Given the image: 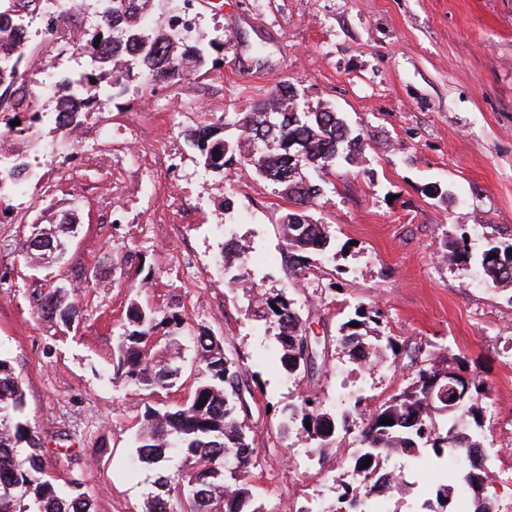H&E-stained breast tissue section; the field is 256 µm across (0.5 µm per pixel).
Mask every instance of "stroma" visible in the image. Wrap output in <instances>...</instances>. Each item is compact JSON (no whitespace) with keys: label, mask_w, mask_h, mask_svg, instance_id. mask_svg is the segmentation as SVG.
Returning a JSON list of instances; mask_svg holds the SVG:
<instances>
[{"label":"stroma","mask_w":512,"mask_h":512,"mask_svg":"<svg viewBox=\"0 0 512 512\" xmlns=\"http://www.w3.org/2000/svg\"><path fill=\"white\" fill-rule=\"evenodd\" d=\"M195 16L199 43H224L218 69L129 90L76 134L55 129L53 96H41L35 123L15 93L0 94L34 130L14 143L33 175L0 201V356L21 380L47 471L94 512H145L156 471L137 459L141 412L188 401L199 381L192 338L204 331L243 368L257 503L327 512L365 420L408 380L402 366L364 368L339 351L340 324L363 305L381 312L384 335L464 359L484 378L481 494L512 512V283L478 281L482 252L512 240V0H197ZM93 67L71 41L36 37L26 89ZM281 81L297 86L300 111L333 106L361 138L312 209L333 248L297 281L281 187L236 164L212 172L185 138L206 121L235 136L237 113ZM68 214L78 230L66 257L32 270L22 252L31 225ZM460 238L472 255L465 266L443 257ZM234 274L242 284H230ZM58 285L77 310L68 325L37 310ZM282 288L322 340L314 369L295 377L251 312L256 291ZM133 302L182 320L154 332L153 353L175 339L184 362L175 385L150 397L113 378ZM307 395L346 422L322 453L282 415ZM388 465L407 482L389 512H422L442 484L447 512H472L476 495L457 491V469L432 451Z\"/></svg>","instance_id":"stroma-1"}]
</instances>
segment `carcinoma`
<instances>
[{
	"label": "carcinoma",
	"instance_id": "obj_1",
	"mask_svg": "<svg viewBox=\"0 0 512 512\" xmlns=\"http://www.w3.org/2000/svg\"><path fill=\"white\" fill-rule=\"evenodd\" d=\"M100 20L91 32H85L78 49L88 54L96 69L79 76L62 73L57 85L63 90L52 118L57 128L72 132L82 117L96 111L109 100L127 92L134 83H175L192 69L209 64L211 51L223 45L211 40L208 45H190L173 35V23L157 31L144 26L139 14L145 0H100ZM15 11L0 9V87L6 90L27 83L22 63L27 48L15 39ZM95 89L80 105L70 103V85ZM291 84L280 82L269 96L235 121L238 135L224 137V124L213 122L203 133L187 135L190 146L199 152L204 165L224 173L228 164L249 167L254 173L282 187L294 210L286 214L281 233L290 253L289 274L298 279L308 268L310 255L323 251L330 242L327 226L314 220L311 207L322 195L323 187L304 175L307 169L320 173L333 170L350 160L359 136L351 133L340 113L331 107L316 112L296 109ZM218 155H213V152ZM31 167L20 156L0 158V200L21 190V181ZM71 220L38 229L47 239H63L74 232ZM499 251L502 259L491 258ZM479 264L484 284L512 281V242L485 250ZM42 314L72 320L76 308L58 290L40 298ZM256 313L277 329L275 349L284 373L296 376L305 370L304 349L307 339L296 302L288 289L258 295ZM381 313L360 306L339 329L337 342L349 356L365 367L384 359L407 360V366L421 363L408 384L393 393L370 414L361 431L364 451L354 459L350 480L344 482L343 507L338 512H367L362 500L390 494L400 477L380 475L384 458L393 449L416 456L429 448L442 459L448 455L478 452L482 443L472 432L481 427L483 408L474 402L482 394L484 381L471 377V391L458 409L442 403L439 390L431 389L429 379L441 377L448 384V370H465L458 357L435 356L423 346L400 348L391 337L381 343ZM359 327H351L352 322ZM159 325L156 313L137 303L130 304L127 323L120 335L113 372L127 385L151 395L174 386L183 360L176 348L158 359L144 357L143 348ZM195 357L201 365L200 380L191 399L182 407L168 409L144 406L142 431L138 434L137 455L141 462L161 470L157 478L159 493L148 499L146 512H263L254 505L253 472L255 448L247 440L240 413L244 412L240 379L241 365L224 354L222 342L204 332L196 336ZM207 399L199 404L201 399ZM24 394L19 377L10 362L0 357V512H93L90 500L82 493L62 496L37 454L40 444L23 416ZM290 425L326 450L336 438V418L325 412L318 398L306 396L283 410ZM394 420L382 425L383 418ZM177 456L182 465L171 472L168 459ZM372 458L364 468L362 463ZM488 474L481 465H469L461 472L460 484L474 492L483 488Z\"/></svg>",
	"mask_w": 512,
	"mask_h": 512
}]
</instances>
